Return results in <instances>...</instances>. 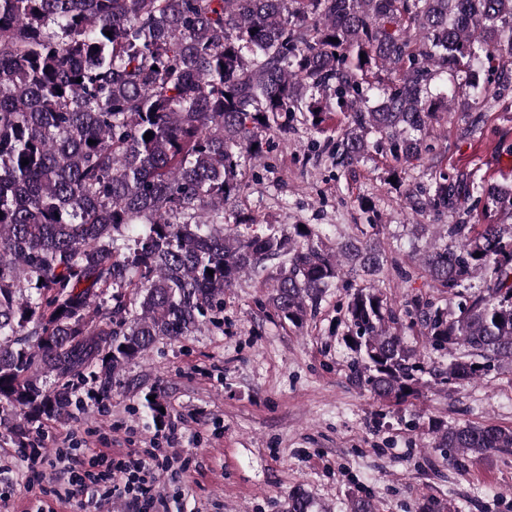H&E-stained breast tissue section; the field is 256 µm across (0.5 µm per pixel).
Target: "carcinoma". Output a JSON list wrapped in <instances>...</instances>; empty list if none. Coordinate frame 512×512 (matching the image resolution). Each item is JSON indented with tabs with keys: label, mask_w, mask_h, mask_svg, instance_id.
<instances>
[{
	"label": "carcinoma",
	"mask_w": 512,
	"mask_h": 512,
	"mask_svg": "<svg viewBox=\"0 0 512 512\" xmlns=\"http://www.w3.org/2000/svg\"><path fill=\"white\" fill-rule=\"evenodd\" d=\"M485 64L492 87L476 77ZM488 101L512 103V0H0V422L15 447L70 418L87 383L103 396L157 342L193 334L252 277L300 328L360 273L346 346L376 399L407 401L427 371L462 388L512 365V224L462 218L470 201L512 214V186L430 164L429 185L407 193L416 211L457 217L418 258L455 311L422 296L393 308L374 224L332 247L318 224L256 232L224 213L246 190L239 168L298 123L344 170L389 157L400 188L433 160L424 134L441 115ZM426 350L453 355L436 369ZM426 434L450 465L512 451V426L430 418ZM312 509L289 493L287 512ZM418 512L459 510L424 497Z\"/></svg>",
	"instance_id": "1"
}]
</instances>
